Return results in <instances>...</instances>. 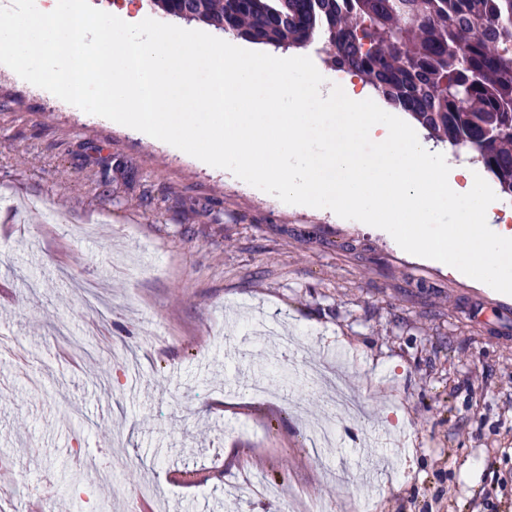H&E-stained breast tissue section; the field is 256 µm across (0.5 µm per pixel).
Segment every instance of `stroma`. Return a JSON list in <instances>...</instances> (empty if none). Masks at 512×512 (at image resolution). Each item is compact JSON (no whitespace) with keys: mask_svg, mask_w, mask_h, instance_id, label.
Returning <instances> with one entry per match:
<instances>
[{"mask_svg":"<svg viewBox=\"0 0 512 512\" xmlns=\"http://www.w3.org/2000/svg\"><path fill=\"white\" fill-rule=\"evenodd\" d=\"M0 197V331L41 381L0 354L5 512H512V295L2 69ZM320 363L364 414L317 458Z\"/></svg>","mask_w":512,"mask_h":512,"instance_id":"stroma-1","label":"stroma"}]
</instances>
